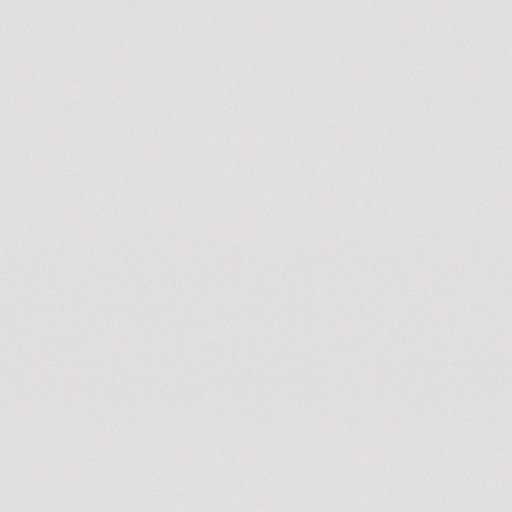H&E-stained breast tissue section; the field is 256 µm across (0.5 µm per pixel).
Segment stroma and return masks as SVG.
<instances>
[{"mask_svg": "<svg viewBox=\"0 0 512 512\" xmlns=\"http://www.w3.org/2000/svg\"><path fill=\"white\" fill-rule=\"evenodd\" d=\"M0 67L5 474L29 413L197 407L133 444L71 425L112 441L90 469L41 436L0 512L76 492L89 512H512V445L483 457L468 424L512 412V0H0ZM59 126L67 152L35 165ZM475 195L502 226L459 208ZM363 414L323 434L327 462L265 450L268 417L293 439Z\"/></svg>", "mask_w": 512, "mask_h": 512, "instance_id": "35a3bbf8", "label": "stroma"}]
</instances>
